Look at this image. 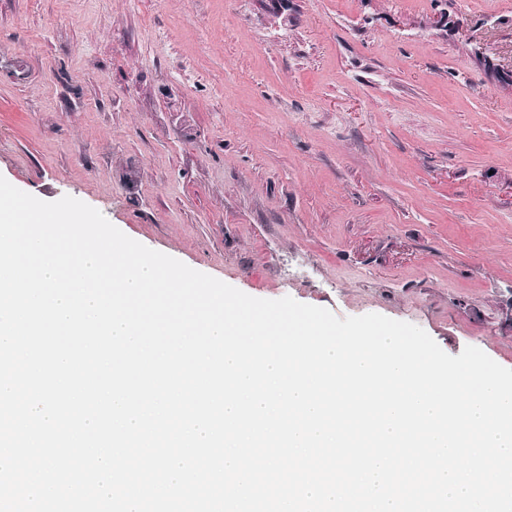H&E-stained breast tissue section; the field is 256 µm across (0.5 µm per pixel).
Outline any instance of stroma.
Returning <instances> with one entry per match:
<instances>
[{
  "label": "stroma",
  "instance_id": "stroma-1",
  "mask_svg": "<svg viewBox=\"0 0 512 512\" xmlns=\"http://www.w3.org/2000/svg\"><path fill=\"white\" fill-rule=\"evenodd\" d=\"M0 176L512 369V0H0Z\"/></svg>",
  "mask_w": 512,
  "mask_h": 512
}]
</instances>
